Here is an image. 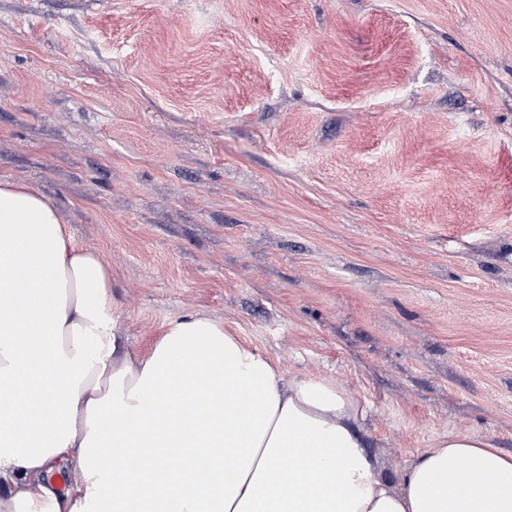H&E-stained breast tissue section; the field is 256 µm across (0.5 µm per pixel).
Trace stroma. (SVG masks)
<instances>
[{
	"label": "stroma",
	"instance_id": "35a3bbf8",
	"mask_svg": "<svg viewBox=\"0 0 512 512\" xmlns=\"http://www.w3.org/2000/svg\"><path fill=\"white\" fill-rule=\"evenodd\" d=\"M0 178L112 270L340 381L389 476L512 455V0H0Z\"/></svg>",
	"mask_w": 512,
	"mask_h": 512
}]
</instances>
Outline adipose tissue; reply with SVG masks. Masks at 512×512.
Instances as JSON below:
<instances>
[{
	"label": "adipose tissue",
	"mask_w": 512,
	"mask_h": 512,
	"mask_svg": "<svg viewBox=\"0 0 512 512\" xmlns=\"http://www.w3.org/2000/svg\"><path fill=\"white\" fill-rule=\"evenodd\" d=\"M117 336L111 270L37 186L0 178V392L36 402L0 420V512H512V455L483 439L445 435L393 479L342 384L205 316L141 356Z\"/></svg>",
	"instance_id": "1"
}]
</instances>
